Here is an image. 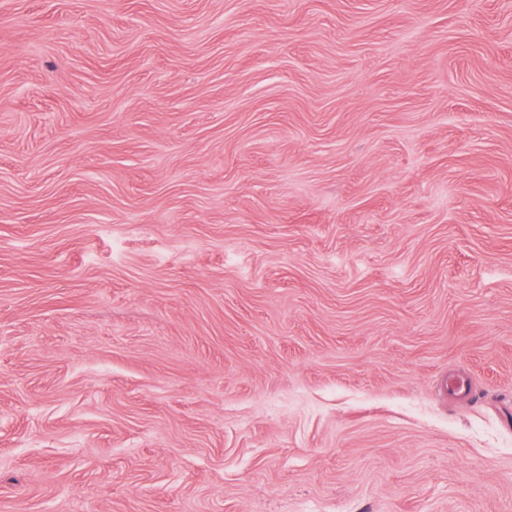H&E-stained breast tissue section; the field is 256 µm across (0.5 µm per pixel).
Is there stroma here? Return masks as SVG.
Segmentation results:
<instances>
[{"instance_id":"stroma-1","label":"stroma","mask_w":512,"mask_h":512,"mask_svg":"<svg viewBox=\"0 0 512 512\" xmlns=\"http://www.w3.org/2000/svg\"><path fill=\"white\" fill-rule=\"evenodd\" d=\"M0 512H512V0H0Z\"/></svg>"}]
</instances>
